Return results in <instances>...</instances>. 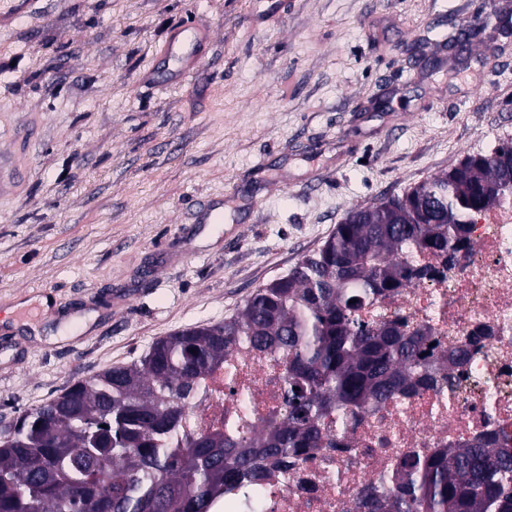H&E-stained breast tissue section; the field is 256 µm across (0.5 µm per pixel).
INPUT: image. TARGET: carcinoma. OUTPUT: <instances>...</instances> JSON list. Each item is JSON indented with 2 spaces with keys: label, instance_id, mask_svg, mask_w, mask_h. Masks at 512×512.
I'll return each instance as SVG.
<instances>
[{
  "label": "carcinoma",
  "instance_id": "carcinoma-1",
  "mask_svg": "<svg viewBox=\"0 0 512 512\" xmlns=\"http://www.w3.org/2000/svg\"><path fill=\"white\" fill-rule=\"evenodd\" d=\"M510 180L506 141L400 196L355 208L238 314L163 337L140 360L9 421L0 430V512H211L229 486L259 482L288 469L299 450L319 447L327 412L433 385L420 362L426 334L374 326L356 312L428 276L429 266L400 260L406 253L452 266L472 215L512 199L501 190ZM243 344L283 361L287 413L252 436L230 424L183 433L202 383ZM369 512H512V449L480 440L411 460Z\"/></svg>",
  "mask_w": 512,
  "mask_h": 512
}]
</instances>
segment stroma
I'll use <instances>...</instances> for the list:
<instances>
[{
  "label": "stroma",
  "mask_w": 512,
  "mask_h": 512,
  "mask_svg": "<svg viewBox=\"0 0 512 512\" xmlns=\"http://www.w3.org/2000/svg\"><path fill=\"white\" fill-rule=\"evenodd\" d=\"M204 60L153 78L184 17ZM512 139V0H0V420L234 315Z\"/></svg>",
  "instance_id": "1"
}]
</instances>
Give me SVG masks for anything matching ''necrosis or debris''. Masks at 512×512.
Instances as JSON below:
<instances>
[{"label": "necrosis or debris", "mask_w": 512, "mask_h": 512, "mask_svg": "<svg viewBox=\"0 0 512 512\" xmlns=\"http://www.w3.org/2000/svg\"><path fill=\"white\" fill-rule=\"evenodd\" d=\"M467 237L452 269L425 256L433 274L358 312L376 325L429 328L426 357L465 350L451 384L331 411L319 422L320 448L295 458L288 472L225 492L224 512H366L364 490L389 493L405 461L486 437L512 447V202L474 217ZM285 377L284 366L235 352L208 378L209 396L192 407L187 431L232 420L257 433L284 416Z\"/></svg>", "instance_id": "obj_1"}]
</instances>
